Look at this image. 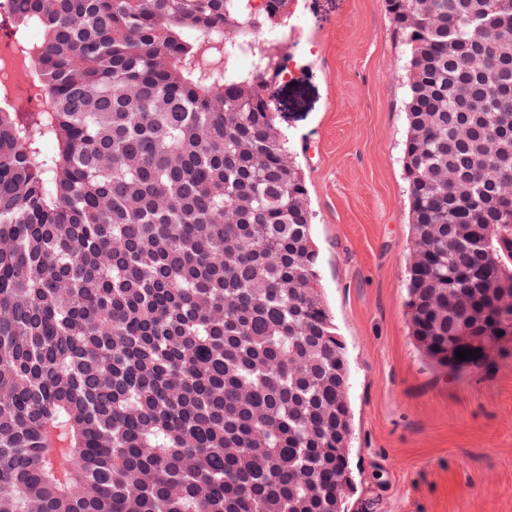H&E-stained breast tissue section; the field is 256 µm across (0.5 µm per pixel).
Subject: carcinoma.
I'll use <instances>...</instances> for the list:
<instances>
[{
  "mask_svg": "<svg viewBox=\"0 0 512 512\" xmlns=\"http://www.w3.org/2000/svg\"><path fill=\"white\" fill-rule=\"evenodd\" d=\"M9 0L0 512H344L348 369L273 56L290 0ZM407 49L411 330L512 336V0H388ZM40 28L42 41L28 39ZM17 54L0 40V86L11 92L19 84H28L34 96L39 93L38 87L32 79L21 73L18 64L14 61Z\"/></svg>",
  "mask_w": 512,
  "mask_h": 512,
  "instance_id": "carcinoma-1",
  "label": "carcinoma"
}]
</instances>
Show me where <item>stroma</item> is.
I'll use <instances>...</instances> for the list:
<instances>
[{"mask_svg": "<svg viewBox=\"0 0 512 512\" xmlns=\"http://www.w3.org/2000/svg\"><path fill=\"white\" fill-rule=\"evenodd\" d=\"M309 50L276 86L345 347V512H512V352L448 373L410 333L405 49L387 0H294Z\"/></svg>", "mask_w": 512, "mask_h": 512, "instance_id": "obj_1", "label": "stroma"}]
</instances>
